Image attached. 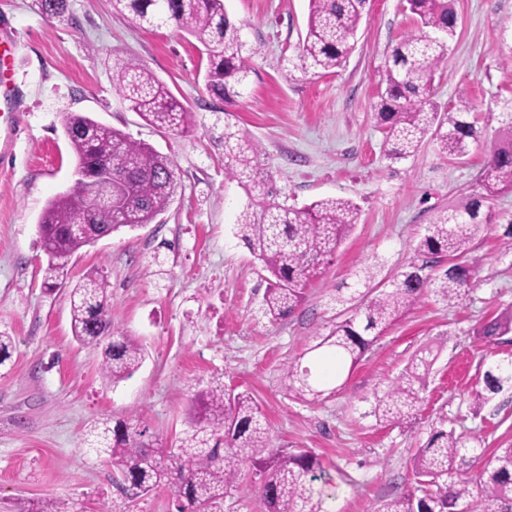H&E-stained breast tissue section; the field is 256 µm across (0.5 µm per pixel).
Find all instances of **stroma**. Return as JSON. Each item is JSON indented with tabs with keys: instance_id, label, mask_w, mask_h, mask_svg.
<instances>
[{
	"instance_id": "obj_1",
	"label": "stroma",
	"mask_w": 512,
	"mask_h": 512,
	"mask_svg": "<svg viewBox=\"0 0 512 512\" xmlns=\"http://www.w3.org/2000/svg\"><path fill=\"white\" fill-rule=\"evenodd\" d=\"M224 4L259 50L232 107L206 92L205 55L173 27H137L112 0H68L61 19L44 15L38 0H0V33L13 42L12 63L0 73V99L12 113V146L0 152V334L12 339L0 365V512L47 496L84 512H176L164 488L126 502L113 485L117 468L81 441L99 420L132 419L177 447L194 397L215 379L253 395L271 449L317 455L328 512H379L386 499L414 490L412 458L436 429L479 433L489 449L512 445V389L474 404L485 371L512 356V330L492 339L475 333L512 310L504 237L512 193L494 199L499 221L468 255L479 285L467 297L448 302L425 292L351 374L328 379L325 398L298 399L284 379L289 364L314 366L309 348L343 315L335 296L352 271L377 259L389 276L416 262L426 225L469 200L489 153L512 131L503 109L512 99V0H454L456 36L434 76L441 107L467 94L480 142L452 159L429 140L400 161L385 154L374 106L391 50L414 27L405 0H368L354 52L324 76L298 59L309 0ZM118 58L144 63L190 107L191 133L155 128L130 110L112 81ZM74 113L149 144L172 160L179 183L152 224L112 233L74 258L71 283L103 274L113 327L146 351L142 367L119 382L104 375L97 349L73 339L68 289L43 286L37 222L73 183L64 123ZM228 124L258 146V168L279 201L301 207L345 197L360 208L325 274L275 323L259 313L266 273L234 233L246 196L224 170ZM427 348L437 359L416 414L398 426L377 421L376 396Z\"/></svg>"
}]
</instances>
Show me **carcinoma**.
<instances>
[{"mask_svg": "<svg viewBox=\"0 0 512 512\" xmlns=\"http://www.w3.org/2000/svg\"><path fill=\"white\" fill-rule=\"evenodd\" d=\"M368 0H310L307 31L299 45L303 70L334 73L343 67ZM417 30L396 44L386 69L385 88L374 105L377 125L385 134L387 156H410L431 135L442 153L457 157L478 141L468 120L471 103L459 96L454 109L433 100L434 74L447 57L457 18L449 0H406ZM43 14L62 18L67 0H40ZM113 10L128 13L142 26L172 25L199 43L207 55L203 76L206 91L231 105L252 70L258 49L243 54L241 28L224 10V0H112ZM112 79L132 110L149 125L185 134L193 130L194 112L168 86L137 60L117 63ZM75 159V186L52 198L38 220L46 256L44 285L66 283L74 256L122 228L151 224L172 203L178 191L173 162L151 146L131 140L119 129L89 115L74 114L64 127ZM257 147L224 126V169L248 197L236 235L270 274L259 313L269 322L281 320L304 300V289L319 279L355 224L360 210L351 200L325 198L296 208L276 201V192L260 176ZM475 192L462 208L439 214L426 226L417 251L422 264H412L390 282L372 285L377 267L355 272V285L366 288L347 316L316 337L308 351L326 353L336 367L354 369L372 338L395 324L429 289L444 300H460L476 286L465 258L484 224L496 223L489 201L512 192V138L494 149L477 180ZM108 283L88 276L70 292L71 329L77 342L100 350L103 373L120 381L131 377L145 354L137 341L113 339L107 318ZM512 330V315L483 326L490 338ZM433 351L412 361L382 395L374 416L391 424L409 419L420 401ZM289 390L315 401L326 394L311 368L288 367ZM512 385V358L491 366L484 391L496 394ZM268 429L256 401L248 393H229L224 383L197 395L189 429L177 449L149 437L130 421H103L83 439L87 450L110 460L121 474V496L133 499L157 488L170 490L177 512H222L224 496L237 488L241 467L249 464L258 478L265 512H328L325 495L314 489L320 469L317 457L305 450L271 452ZM478 466L480 512H512V447L487 452L479 435L457 436L436 430L414 455L413 470L420 494L396 495L383 512H469L471 489L460 478L465 466ZM27 512H78L68 499L46 498Z\"/></svg>", "mask_w": 512, "mask_h": 512, "instance_id": "carcinoma-1", "label": "carcinoma"}]
</instances>
